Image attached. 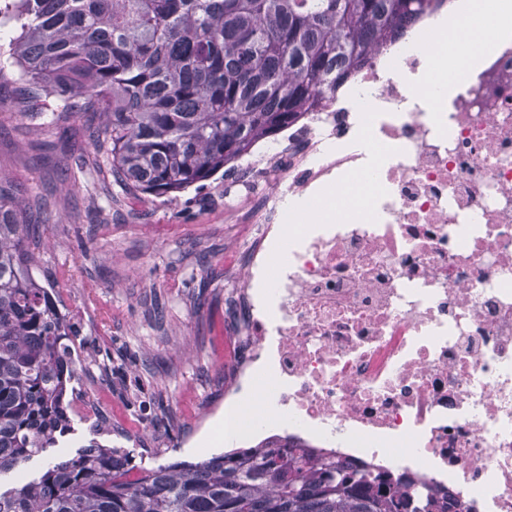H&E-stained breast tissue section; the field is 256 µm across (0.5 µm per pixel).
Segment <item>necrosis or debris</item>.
I'll use <instances>...</instances> for the list:
<instances>
[{"mask_svg": "<svg viewBox=\"0 0 512 512\" xmlns=\"http://www.w3.org/2000/svg\"><path fill=\"white\" fill-rule=\"evenodd\" d=\"M457 2L246 161L264 201L225 283L224 419L250 402L245 442L512 512V30L438 66L424 46ZM352 180L349 212L293 211Z\"/></svg>", "mask_w": 512, "mask_h": 512, "instance_id": "4bbe7bcc", "label": "necrosis or debris"}]
</instances>
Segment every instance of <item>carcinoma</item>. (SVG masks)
<instances>
[{"label":"carcinoma","mask_w":512,"mask_h":512,"mask_svg":"<svg viewBox=\"0 0 512 512\" xmlns=\"http://www.w3.org/2000/svg\"><path fill=\"white\" fill-rule=\"evenodd\" d=\"M432 0H0L19 113L89 138L123 192L167 196L252 154L336 92ZM0 177V475L71 427L75 325L33 274L37 224ZM445 497L288 442L146 467L90 443L0 490V512H452Z\"/></svg>","instance_id":"cac0c4a2"}]
</instances>
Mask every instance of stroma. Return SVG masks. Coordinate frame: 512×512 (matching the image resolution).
<instances>
[{"mask_svg":"<svg viewBox=\"0 0 512 512\" xmlns=\"http://www.w3.org/2000/svg\"><path fill=\"white\" fill-rule=\"evenodd\" d=\"M0 84V174L38 200L46 215L36 252L39 278L98 353L77 350L84 401L59 447L23 466L37 476L58 454L91 441L125 448L145 463L198 462L217 449L205 421L224 407V259L258 204L224 205L239 172L168 195L132 197L94 169L86 118L66 128H29Z\"/></svg>","mask_w":512,"mask_h":512,"instance_id":"35a3bbf8","label":"stroma"}]
</instances>
